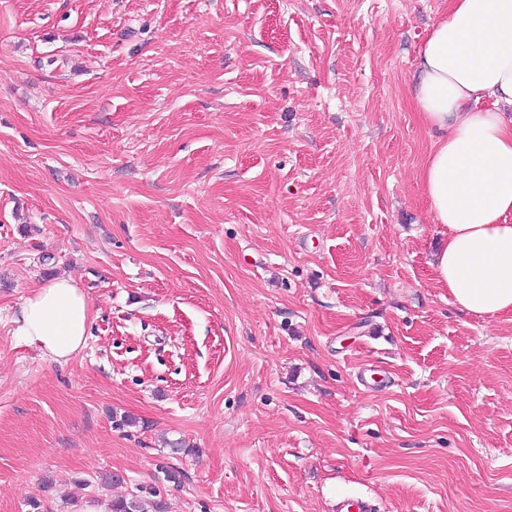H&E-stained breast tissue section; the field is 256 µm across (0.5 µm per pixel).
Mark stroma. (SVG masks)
Instances as JSON below:
<instances>
[{
  "label": "stroma",
  "mask_w": 512,
  "mask_h": 512,
  "mask_svg": "<svg viewBox=\"0 0 512 512\" xmlns=\"http://www.w3.org/2000/svg\"><path fill=\"white\" fill-rule=\"evenodd\" d=\"M448 4L0 0V512H512V313L438 286L419 186ZM92 307L71 278L35 286L15 319L16 336L36 343L49 359L66 362L86 345ZM74 509H77L76 512H143L141 500L137 495L115 501L113 504L111 498H84L74 506Z\"/></svg>",
  "instance_id": "35a3bbf8"
}]
</instances>
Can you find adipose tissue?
Wrapping results in <instances>:
<instances>
[{"mask_svg": "<svg viewBox=\"0 0 512 512\" xmlns=\"http://www.w3.org/2000/svg\"><path fill=\"white\" fill-rule=\"evenodd\" d=\"M486 97L495 108H480ZM411 98L434 137L419 178L441 227L436 281L470 313L512 312V0H452L418 53ZM92 314L73 279L54 278L25 299L16 333L65 362Z\"/></svg>", "mask_w": 512, "mask_h": 512, "instance_id": "obj_1", "label": "adipose tissue"}]
</instances>
